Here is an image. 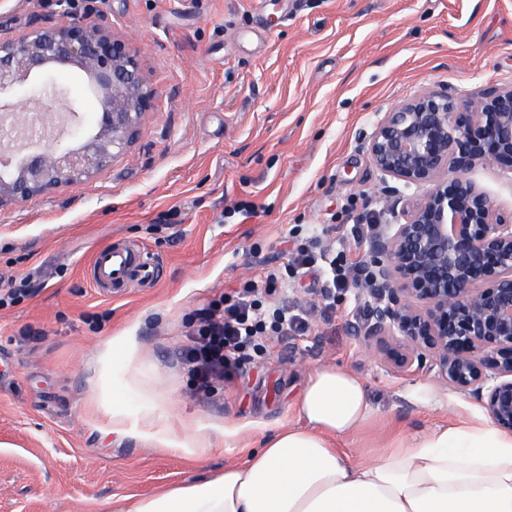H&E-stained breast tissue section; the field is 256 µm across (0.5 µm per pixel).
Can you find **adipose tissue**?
I'll use <instances>...</instances> for the list:
<instances>
[{
	"instance_id": "1",
	"label": "adipose tissue",
	"mask_w": 512,
	"mask_h": 512,
	"mask_svg": "<svg viewBox=\"0 0 512 512\" xmlns=\"http://www.w3.org/2000/svg\"><path fill=\"white\" fill-rule=\"evenodd\" d=\"M299 425L279 430L214 479L136 500L121 512H512V433L486 421L438 427L352 461L336 438L372 416L363 382L316 368Z\"/></svg>"
}]
</instances>
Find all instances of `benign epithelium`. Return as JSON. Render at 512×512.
Instances as JSON below:
<instances>
[{
  "label": "benign epithelium",
  "mask_w": 512,
  "mask_h": 512,
  "mask_svg": "<svg viewBox=\"0 0 512 512\" xmlns=\"http://www.w3.org/2000/svg\"><path fill=\"white\" fill-rule=\"evenodd\" d=\"M55 63L84 72L100 104L98 131L77 146L46 136L64 129L59 91L29 98L33 122L17 117V91ZM155 97L105 17L1 35L0 145L20 160L13 179H0V207L100 170L135 141ZM367 152L394 223L366 243L367 313L353 331L391 369L432 375L512 433V213L467 177L482 163L512 172V87L476 100L423 91L384 113ZM413 186L424 194L411 203L403 189Z\"/></svg>",
  "instance_id": "7a95c632"
}]
</instances>
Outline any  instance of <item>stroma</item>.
<instances>
[{"label":"stroma","instance_id":"stroma-1","mask_svg":"<svg viewBox=\"0 0 512 512\" xmlns=\"http://www.w3.org/2000/svg\"><path fill=\"white\" fill-rule=\"evenodd\" d=\"M156 90L136 141L81 182L0 208V512H112L215 478L298 424L312 371L339 364L373 416L337 439L358 460L400 438L486 418L424 372L390 370L349 329L358 289L286 274L285 236L327 250L382 213L366 149L384 112L425 90L476 99L512 85V0H96ZM62 24L59 0H0V32ZM86 135L100 105L86 75L54 66ZM150 258L153 285L90 279L115 244ZM287 275L274 301L306 309L207 390L182 364L201 310Z\"/></svg>","mask_w":512,"mask_h":512}]
</instances>
